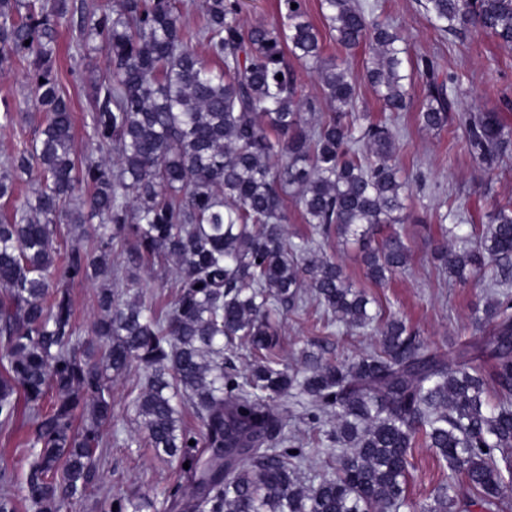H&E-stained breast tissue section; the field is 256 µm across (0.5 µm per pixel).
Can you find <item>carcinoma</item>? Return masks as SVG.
I'll use <instances>...</instances> for the list:
<instances>
[{
    "mask_svg": "<svg viewBox=\"0 0 512 512\" xmlns=\"http://www.w3.org/2000/svg\"><path fill=\"white\" fill-rule=\"evenodd\" d=\"M278 7L284 26L246 29L241 0H202L191 30L184 0H0V71L23 68L45 113L35 142L0 158V199L14 201L0 216V431L22 414L28 425L25 467L0 464V512H20L9 490L18 482L33 512L85 502L112 422V379L134 363L147 371L131 400L141 440L176 464L171 512H452L460 480L486 512L512 509V295L495 291L512 278V203L492 205L481 234L459 235L460 214L440 225L435 255L448 274L491 291L450 355L425 348L403 319L372 314V299L341 264L308 240L288 241L285 200L296 198L322 240L359 244L366 275L384 284L410 256L396 228L400 133L389 118L355 124L348 60L324 56L306 0ZM321 8L343 48L370 41L365 76L386 111L407 109L418 74L422 128L459 121L469 154L487 169L507 153L512 128L495 112L460 111L458 77L434 56L411 58L378 5L321 0ZM423 8L440 32L473 26L512 46V0H424ZM62 18L76 31L75 53L99 39L108 59L109 76L92 84L85 156L55 68ZM291 58L316 74L331 106L316 124L307 115L320 101L302 92ZM93 218L97 225L86 224ZM60 224L72 233L62 252ZM384 225L389 234L372 245ZM118 245L128 271L174 262L169 308L112 288L122 274L112 265ZM491 263L497 275L488 280ZM84 281L97 285L90 340L78 334L69 291ZM306 290L349 329L376 326L377 348L343 362L306 351L302 369H289L277 316ZM238 340L253 356L243 371L224 359ZM279 400L300 409L306 441L288 431ZM183 402L198 427L185 424ZM328 416L335 426L325 432ZM326 441L333 471L302 486L301 465ZM419 445L448 469L432 505L406 495L409 449ZM148 503L114 496L109 512Z\"/></svg>",
    "mask_w": 512,
    "mask_h": 512,
    "instance_id": "cac0c4a2",
    "label": "carcinoma"
}]
</instances>
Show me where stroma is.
<instances>
[{
    "instance_id": "35a3bbf8",
    "label": "stroma",
    "mask_w": 512,
    "mask_h": 512,
    "mask_svg": "<svg viewBox=\"0 0 512 512\" xmlns=\"http://www.w3.org/2000/svg\"><path fill=\"white\" fill-rule=\"evenodd\" d=\"M421 2L378 0L382 16L401 30L413 53L437 56L447 72L459 76L465 109L500 113L512 126V46L501 45L473 28L455 34L436 31ZM60 31L58 75L72 101L75 139L82 147L90 134L88 79L107 74V62L100 50L81 59L74 57L69 25L61 24ZM44 118V113L31 109L18 113L12 126L0 127V156L31 145ZM396 123L401 131L397 161L409 181L402 227L410 258L403 273L374 290L386 313L406 319L430 350L445 354L454 342L468 337L470 314L485 304L486 293L440 273L433 255L439 226L444 217L462 212L477 230H485L491 203L512 202V160L485 169L468 154L461 128L422 129L413 106L400 112ZM174 281V267L166 264L142 270L135 282L115 281L114 287L138 293L145 302L164 305L173 300ZM280 330L283 361L296 369L306 350H320L326 357L344 360L371 353L378 344L374 333L351 332L341 324L329 323L313 301L284 311ZM143 381L144 372L136 366L113 380L112 423L102 432L100 489L72 512H104L115 495L145 496L154 502L149 512H168L163 490L173 482L174 470L136 441L139 427L130 400L132 390ZM410 461L409 500L431 502L441 478L432 450L411 449Z\"/></svg>"
}]
</instances>
